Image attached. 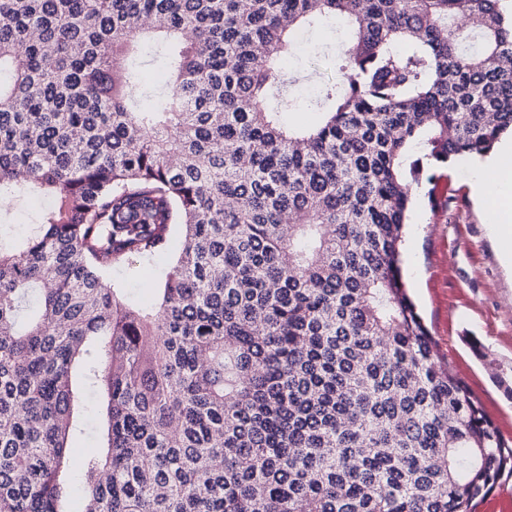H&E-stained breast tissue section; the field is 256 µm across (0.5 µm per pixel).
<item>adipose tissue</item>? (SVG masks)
<instances>
[{
    "label": "adipose tissue",
    "instance_id": "ef3b65f1",
    "mask_svg": "<svg viewBox=\"0 0 512 512\" xmlns=\"http://www.w3.org/2000/svg\"><path fill=\"white\" fill-rule=\"evenodd\" d=\"M473 192L491 235L503 250L512 249V142L503 143L493 159L480 165Z\"/></svg>",
    "mask_w": 512,
    "mask_h": 512
}]
</instances>
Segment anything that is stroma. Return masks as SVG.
Returning a JSON list of instances; mask_svg holds the SVG:
<instances>
[{
  "label": "stroma",
  "instance_id": "stroma-1",
  "mask_svg": "<svg viewBox=\"0 0 512 512\" xmlns=\"http://www.w3.org/2000/svg\"><path fill=\"white\" fill-rule=\"evenodd\" d=\"M349 39L348 30L331 20L310 27L291 59L299 82L288 122L319 120V113L307 110L305 102L321 81L335 77V56ZM170 53L168 43H142L136 63L145 85L134 88L135 102L149 104L160 97ZM443 172L439 186L421 184V199L406 228L403 275L437 352L482 402L503 438L512 442V397L501 384L502 379L512 380V306L505 304L512 295V275L503 266L501 244L490 235L471 196L474 165L450 164ZM442 196L448 197V205L439 204ZM46 205L41 198L11 200L0 210V222L10 225L14 235H29Z\"/></svg>",
  "mask_w": 512,
  "mask_h": 512
}]
</instances>
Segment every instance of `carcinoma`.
<instances>
[{"instance_id":"carcinoma-1","label":"carcinoma","mask_w":512,"mask_h":512,"mask_svg":"<svg viewBox=\"0 0 512 512\" xmlns=\"http://www.w3.org/2000/svg\"><path fill=\"white\" fill-rule=\"evenodd\" d=\"M498 2L0 0V198L54 200L0 224V512H470L512 474L401 267L424 173L512 133ZM323 18L350 46L291 128ZM149 33L179 48L145 109ZM138 264L149 304L109 280ZM84 388L106 449L74 473ZM47 205L44 199L26 196L11 201L0 199V219L2 224H13L10 234L26 236L32 234L38 224L39 212Z\"/></svg>"}]
</instances>
